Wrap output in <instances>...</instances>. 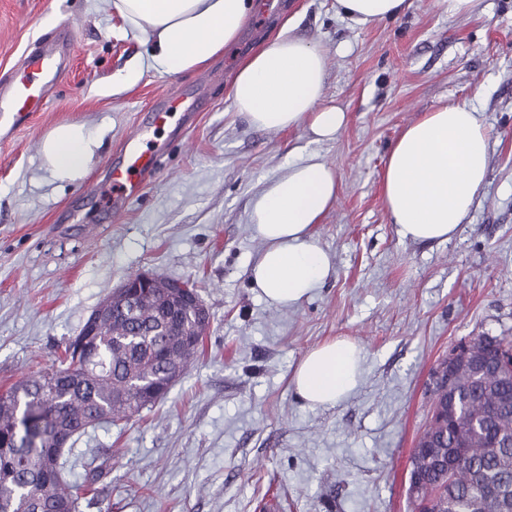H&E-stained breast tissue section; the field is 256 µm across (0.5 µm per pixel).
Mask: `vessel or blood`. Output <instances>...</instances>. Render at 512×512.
I'll return each instance as SVG.
<instances>
[{
  "mask_svg": "<svg viewBox=\"0 0 512 512\" xmlns=\"http://www.w3.org/2000/svg\"><path fill=\"white\" fill-rule=\"evenodd\" d=\"M75 37L71 26L43 35L17 72L0 83V135L10 136L42 109L49 90L67 67L68 50ZM122 152L124 164L114 167L110 175L112 196L118 201L136 195L146 175L161 164L160 152L150 148L141 129L126 138Z\"/></svg>",
  "mask_w": 512,
  "mask_h": 512,
  "instance_id": "vessel-or-blood-1",
  "label": "vessel or blood"
}]
</instances>
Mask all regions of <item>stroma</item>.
I'll list each match as a JSON object with an SVG mask.
<instances>
[{
    "mask_svg": "<svg viewBox=\"0 0 512 512\" xmlns=\"http://www.w3.org/2000/svg\"><path fill=\"white\" fill-rule=\"evenodd\" d=\"M397 18L358 25L336 0H283L267 31L317 43L323 101L347 123L335 141L305 129L259 130L227 88L259 47L237 41L206 66L146 71L140 35L112 0H0V78L60 23L75 26L68 67L45 105L0 141V390L50 368L128 276L194 283L209 312L203 352L167 397L79 436L63 461L81 484L97 467V504L79 512H409L412 450L431 408L432 373L461 341L512 336V0H409ZM191 112L151 127L163 163L113 203L109 172L124 139L166 93ZM473 103L489 133L483 194L442 243L402 240L384 201L388 152L424 113ZM102 145L76 184L41 157L61 123ZM320 153L341 191L315 227L333 275L300 305H269L250 280L263 248L254 198L301 155ZM339 338L362 348L361 380L335 407L309 408L291 383L304 355Z\"/></svg>",
    "mask_w": 512,
    "mask_h": 512,
    "instance_id": "1",
    "label": "stroma"
}]
</instances>
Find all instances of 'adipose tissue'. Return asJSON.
Instances as JSON below:
<instances>
[{
    "label": "adipose tissue",
    "mask_w": 512,
    "mask_h": 512,
    "mask_svg": "<svg viewBox=\"0 0 512 512\" xmlns=\"http://www.w3.org/2000/svg\"><path fill=\"white\" fill-rule=\"evenodd\" d=\"M150 46L151 67L177 76L205 66L231 46L256 10L255 0H112ZM407 0H336V11L365 25L399 16ZM326 59L311 41L280 32L242 62L227 98L263 130L305 127L313 142L334 140L344 110L323 104ZM100 135L79 123L57 125L41 147L53 176L73 183L88 172ZM489 164L487 128L477 108L461 102L426 113L406 127L386 160L385 204L401 239L445 242L465 223L482 193ZM340 191L335 169L317 153L289 164L255 198L250 222L262 243L251 282L275 307H294L332 271L333 257L315 226ZM362 349L337 339L310 350L292 376L300 399L333 407L358 386Z\"/></svg>",
    "instance_id": "obj_1"
}]
</instances>
